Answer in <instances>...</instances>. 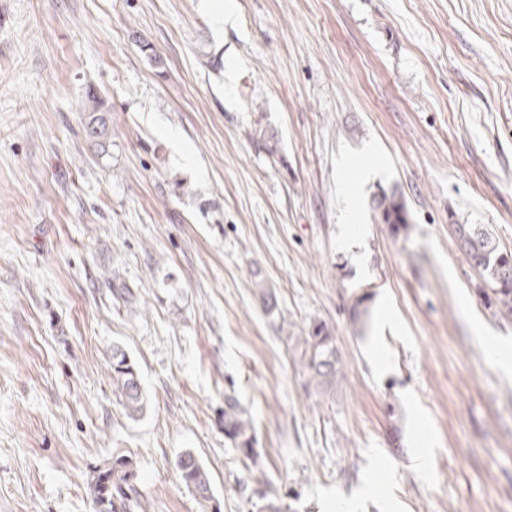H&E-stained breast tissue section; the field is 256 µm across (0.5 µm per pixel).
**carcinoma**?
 <instances>
[{"mask_svg":"<svg viewBox=\"0 0 512 512\" xmlns=\"http://www.w3.org/2000/svg\"><path fill=\"white\" fill-rule=\"evenodd\" d=\"M85 112L87 130L100 145H105L111 135L107 117L110 108L91 90L87 95ZM373 206L381 223L389 225L392 234L398 235L407 229L409 213L398 191L375 195ZM454 232L468 264L481 277L480 290L488 303L512 316V252L500 250L496 240L481 224H456ZM294 348L299 350L298 362L306 378V386L319 395L335 390L342 375V366L327 325L320 321L311 324L306 335L295 337ZM111 379L112 394L126 415L131 419L143 416L147 398L137 369L120 345L112 346ZM221 415L224 438L245 463L257 464L259 453L255 427L234 393H224ZM177 467L182 483L203 512H220L208 471L195 455L190 451L182 452L177 457ZM102 470L108 473L112 485L107 489L98 477H92L89 489L96 512H143L145 504L139 489L136 457L129 451H115Z\"/></svg>","mask_w":512,"mask_h":512,"instance_id":"obj_1","label":"carcinoma"}]
</instances>
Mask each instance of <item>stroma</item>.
<instances>
[{
	"mask_svg": "<svg viewBox=\"0 0 512 512\" xmlns=\"http://www.w3.org/2000/svg\"><path fill=\"white\" fill-rule=\"evenodd\" d=\"M206 3L0 0V512H95L119 449L148 512H202L186 450L221 512L264 486L283 512H512V317L453 230L512 250V0H224L220 26ZM392 189L396 237L371 208ZM316 320L326 397L286 342ZM86 128L98 139L100 145L104 146L111 135V126L107 117L110 108L97 95L94 90H89L86 106ZM374 210L382 224H388L393 235L406 231L409 213L401 194L397 190L383 191L373 198ZM293 348L299 349L298 362L306 378V386L319 395L335 390L342 375V366L327 325L321 321L313 322L306 336H295ZM112 394L131 419L146 411L147 398L137 369L120 345L112 346ZM221 415L225 439L237 450L246 464L256 465L259 453L256 448L255 427L234 393L225 392ZM179 476L185 487L192 493L204 512H220L217 506L211 480L206 468L190 451L177 457Z\"/></svg>",
	"mask_w": 512,
	"mask_h": 512,
	"instance_id": "35a3bbf8",
	"label": "stroma"
}]
</instances>
